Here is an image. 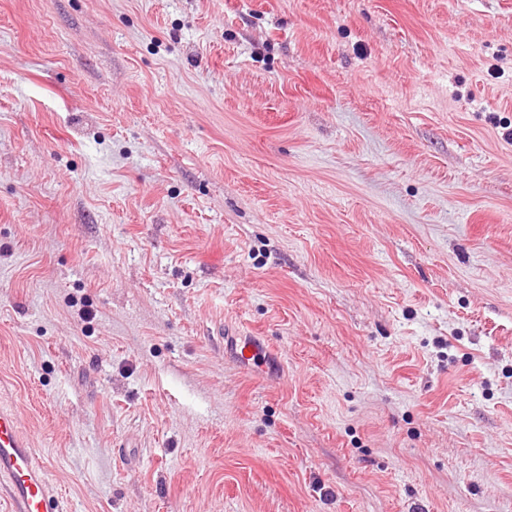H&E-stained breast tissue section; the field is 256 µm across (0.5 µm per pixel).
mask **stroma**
Listing matches in <instances>:
<instances>
[{"mask_svg":"<svg viewBox=\"0 0 512 512\" xmlns=\"http://www.w3.org/2000/svg\"><path fill=\"white\" fill-rule=\"evenodd\" d=\"M510 125L512 0H0V408L64 512H512ZM224 354L248 369L265 371L273 364L271 344L263 336H234L225 340Z\"/></svg>","mask_w":512,"mask_h":512,"instance_id":"stroma-1","label":"stroma"}]
</instances>
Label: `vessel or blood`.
Here are the masks:
<instances>
[{"instance_id":"b4317fda","label":"vessel or blood","mask_w":512,"mask_h":512,"mask_svg":"<svg viewBox=\"0 0 512 512\" xmlns=\"http://www.w3.org/2000/svg\"><path fill=\"white\" fill-rule=\"evenodd\" d=\"M224 352L241 366L269 369L273 363L271 344L262 336H235L225 341ZM0 497L9 512H63L46 466L19 428L15 415L0 409Z\"/></svg>"}]
</instances>
